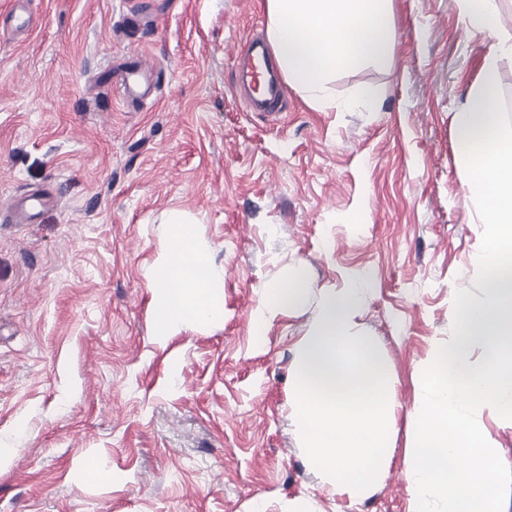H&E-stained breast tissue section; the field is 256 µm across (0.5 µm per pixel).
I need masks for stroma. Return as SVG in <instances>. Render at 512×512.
<instances>
[{
  "label": "stroma",
  "instance_id": "35a3bbf8",
  "mask_svg": "<svg viewBox=\"0 0 512 512\" xmlns=\"http://www.w3.org/2000/svg\"><path fill=\"white\" fill-rule=\"evenodd\" d=\"M391 65L341 71L318 110L248 111L233 60L266 0H0V512H414L419 371L450 337L482 227L454 113L481 81L460 0H393ZM153 69L123 101L122 60ZM193 222L223 320L153 334L148 274ZM306 297L253 334L266 286ZM368 280L353 321L397 406L356 494L310 462L294 369L324 289Z\"/></svg>",
  "mask_w": 512,
  "mask_h": 512
}]
</instances>
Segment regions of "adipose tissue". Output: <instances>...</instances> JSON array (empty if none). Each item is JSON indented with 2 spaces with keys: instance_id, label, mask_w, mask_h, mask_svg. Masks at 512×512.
I'll return each instance as SVG.
<instances>
[{
  "instance_id": "1",
  "label": "adipose tissue",
  "mask_w": 512,
  "mask_h": 512,
  "mask_svg": "<svg viewBox=\"0 0 512 512\" xmlns=\"http://www.w3.org/2000/svg\"><path fill=\"white\" fill-rule=\"evenodd\" d=\"M173 236L159 257L150 279L157 297L155 333L170 335L186 323L209 324L224 316L223 276L195 241L188 222L172 217ZM307 284L296 268L266 289L253 316L255 335H263L269 321L283 308L298 305Z\"/></svg>"
}]
</instances>
